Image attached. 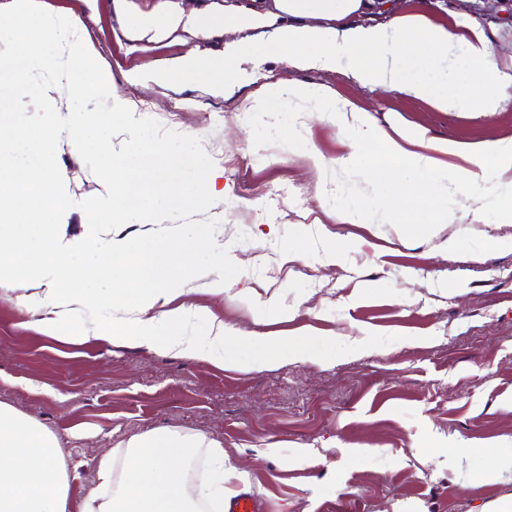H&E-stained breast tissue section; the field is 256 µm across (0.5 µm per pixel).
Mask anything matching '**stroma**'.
Segmentation results:
<instances>
[{
  "label": "stroma",
  "instance_id": "35a3bbf8",
  "mask_svg": "<svg viewBox=\"0 0 512 512\" xmlns=\"http://www.w3.org/2000/svg\"><path fill=\"white\" fill-rule=\"evenodd\" d=\"M43 0L50 13L76 20L111 77L112 98L136 116L202 141L223 200L216 241L243 271L223 294L205 279L185 283L171 307L202 306L227 331L259 336L307 332L338 341L368 334L399 342L329 360L285 363L271 370L225 369L122 342L79 344L26 328L15 294L0 289V401L41 423L59 439L69 466L72 501L95 482L96 459L159 428L205 434L237 470L231 488L254 495L264 512H482L512 498V470L477 481L484 461L449 462L448 450L512 441V223L499 202L511 178L488 170L479 219L418 231L384 223L367 211L358 223L336 221V205L373 200L377 185L361 168L338 165L343 136L327 112H302L289 89L325 85L340 101L369 111L382 126L424 128L428 137L462 146L512 139V102L497 112H440L430 103L360 86L347 63L300 72L275 56L264 66L281 84L268 112L242 105L256 85L211 93L188 81L167 89L136 87L130 71H149L187 52H220L224 33L140 36L139 12H223L253 0ZM393 14L424 13L456 31L489 38L493 60L512 64V16L489 0H396ZM330 166L314 170L306 149ZM74 208L60 231L81 235L79 203L104 195L68 137L56 153ZM455 240L448 252L442 245ZM343 246L327 264V244ZM277 314L260 315L266 302ZM315 455L308 465L302 449Z\"/></svg>",
  "mask_w": 512,
  "mask_h": 512
}]
</instances>
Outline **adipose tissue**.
<instances>
[{
  "label": "adipose tissue",
  "instance_id": "adipose-tissue-1",
  "mask_svg": "<svg viewBox=\"0 0 512 512\" xmlns=\"http://www.w3.org/2000/svg\"><path fill=\"white\" fill-rule=\"evenodd\" d=\"M374 0H273L260 11L244 5L215 15L200 11L140 16V29L165 37L179 30L223 29L224 52L193 51L148 73L131 72L128 83L170 87L194 80L218 94H233L239 81L258 84L246 104L265 111L279 85L267 80L264 55L255 35L266 38V53L280 56L299 71L336 69L351 58L353 79L361 86L430 102L443 112H496L512 100V67L500 69L483 33L473 36L434 23L422 13L386 23L361 24ZM293 98L333 113L346 147L339 161L357 165L378 182L391 224H452L469 217L470 208L448 204V193L471 195L489 168L512 172V140L464 155L462 164L445 161L448 143L428 138L424 129L388 131L350 102H337L324 85L294 84ZM401 166L403 179L384 175ZM196 448L211 451V479L199 498L186 491L187 472ZM97 484L81 512H199L198 499L224 501V450L202 435L152 430L132 437L123 460L102 454L95 465ZM71 479L54 433L11 405L0 402V512H69Z\"/></svg>",
  "mask_w": 512,
  "mask_h": 512
}]
</instances>
